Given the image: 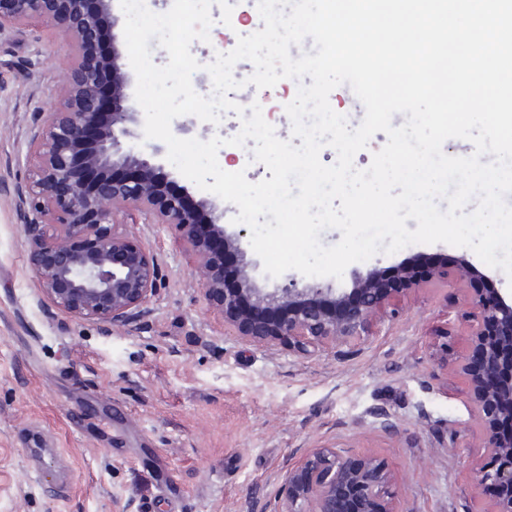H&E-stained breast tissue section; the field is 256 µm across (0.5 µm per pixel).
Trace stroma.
<instances>
[{"mask_svg":"<svg viewBox=\"0 0 512 512\" xmlns=\"http://www.w3.org/2000/svg\"><path fill=\"white\" fill-rule=\"evenodd\" d=\"M210 14L209 41L190 47L196 88L224 50L219 6ZM70 64L61 29L0 32V512H276L288 472L318 448L385 462L399 512H490L457 372L468 294L450 280L412 292L399 318H377L358 341L311 353L249 343L209 305L175 231L119 212L163 269L150 315L105 328L44 300L13 188L32 178L27 142ZM420 256L441 268L467 258L512 294L504 271L446 243L379 253L326 283L346 292L354 273ZM41 445L51 452L35 479L28 454ZM63 479L69 492L55 497Z\"/></svg>","mask_w":512,"mask_h":512,"instance_id":"35a3bbf8","label":"stroma"}]
</instances>
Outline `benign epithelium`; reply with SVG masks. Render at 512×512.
Returning a JSON list of instances; mask_svg holds the SVG:
<instances>
[{"instance_id": "1", "label": "benign epithelium", "mask_w": 512, "mask_h": 512, "mask_svg": "<svg viewBox=\"0 0 512 512\" xmlns=\"http://www.w3.org/2000/svg\"><path fill=\"white\" fill-rule=\"evenodd\" d=\"M34 20L62 28L73 52L58 107L28 142L33 180L15 187L29 263L51 306L105 327L149 312L161 266L114 223L115 213L127 210L178 232L206 297L249 342L286 343L305 352L344 343L366 335L377 313L388 308L394 316L401 299L450 277L471 291L465 317L472 322V346L459 370L489 457L474 485L496 488L491 512H512V442L495 430L497 420L512 419V381L483 384L502 366L512 369V300L480 287L481 272L465 258L449 271L401 266L389 288L381 286L377 268L355 276L353 288L341 294L294 277L271 291L258 287L247 272L246 230L229 234L215 205L168 192L160 148L147 153L137 146L141 135L128 127L138 118L128 108L130 76L118 63L114 0H0V32H20ZM82 169L102 174L94 189L85 186ZM390 483L387 466L373 456L319 448L288 473L278 512H400Z\"/></svg>"}]
</instances>
